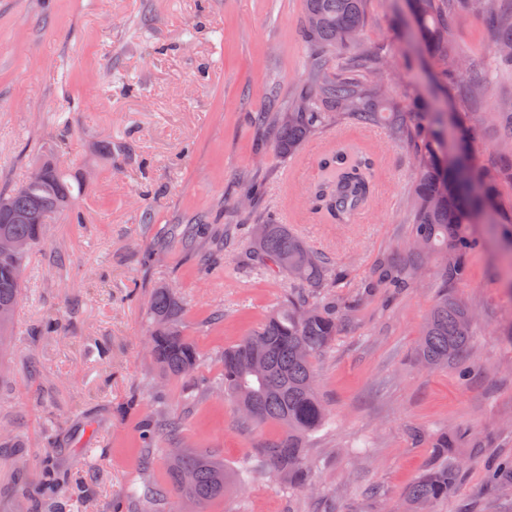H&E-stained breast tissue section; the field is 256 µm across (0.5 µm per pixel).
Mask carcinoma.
<instances>
[{
	"label": "carcinoma",
	"mask_w": 512,
	"mask_h": 512,
	"mask_svg": "<svg viewBox=\"0 0 512 512\" xmlns=\"http://www.w3.org/2000/svg\"><path fill=\"white\" fill-rule=\"evenodd\" d=\"M368 0H304L303 41L307 47L299 90L282 112L268 110L255 121L274 132L275 152L294 156L316 133L347 119L356 128L385 123L391 137L412 149L415 176L410 192L412 224L406 262L397 266L382 258L378 281L389 288H412L423 263L437 259L438 292L431 306L416 354L429 369L452 367L470 373L469 347L474 318L469 307L450 289L470 274L469 257L477 238L471 225L486 205L499 198V186H512V96L507 97L488 125L461 119L433 107L413 92L398 102L385 95L375 75L383 65L379 52L358 48L367 23ZM413 31L431 53L437 77L453 82L466 70L461 55L448 43V16L479 13L497 33L494 58L512 69V0H413ZM498 133L501 150L490 169H475L469 161H448L452 146L468 155L471 143L487 128ZM38 173L21 186L0 192V237L24 241L21 253L0 252V346L7 343L27 270L31 248L45 224H27L25 213L49 219L69 210L81 194L83 181L44 157ZM323 177L308 189L311 213L328 224H351L376 194L381 171L367 145H340L319 159ZM249 245L266 271L283 274L304 292L289 294L264 316L259 326L235 346L224 350V396L257 424L280 428L268 448L266 467L294 488L311 483L306 464V439L328 423L317 387L314 360L335 342L338 329L358 299L338 298L331 289L344 279L341 270L312 251L288 224L257 220ZM149 352L166 377L189 376L199 367V352L184 335L182 302L169 285L155 288L150 301ZM434 447L443 456L407 490L404 512H430L461 480L448 437ZM230 474L224 463L206 452L171 449L169 481L176 498L194 512H207L224 496ZM488 484L512 488V456L489 465Z\"/></svg>",
	"instance_id": "carcinoma-1"
}]
</instances>
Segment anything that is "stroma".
<instances>
[{"instance_id":"obj_1","label":"stroma","mask_w":512,"mask_h":512,"mask_svg":"<svg viewBox=\"0 0 512 512\" xmlns=\"http://www.w3.org/2000/svg\"><path fill=\"white\" fill-rule=\"evenodd\" d=\"M303 0H0V190L22 184L39 153L81 175L72 211L34 248L10 346L0 353V512L50 466L63 484L39 512H176L151 492L169 482V451L223 461L234 481L207 512H402L408 487L436 460L433 438L458 428L462 479L432 512H512V489L485 469L512 454V252L497 225L455 288L476 317L461 382L423 369L415 348L437 290L374 288L314 361L328 424L307 440L312 484L296 490L263 466L279 429L253 427L224 396V351L288 291L245 243L222 250L228 224L274 216L345 269L338 292L373 280L375 264L406 259L413 155L385 128L348 123L309 138L290 159L254 113L287 101L305 64ZM463 55L488 62L494 34L473 16L448 22ZM363 46L383 47L392 98L417 90L456 111L462 85L442 87L415 41L405 0H369ZM370 145L381 180L356 224H323L304 199L321 153L344 139ZM111 142V157L98 144ZM267 143L264 156L256 147ZM258 168L254 209L237 205L240 172ZM176 287L195 376L160 377L148 352L151 294ZM182 420L177 437L143 447L146 424Z\"/></svg>"}]
</instances>
